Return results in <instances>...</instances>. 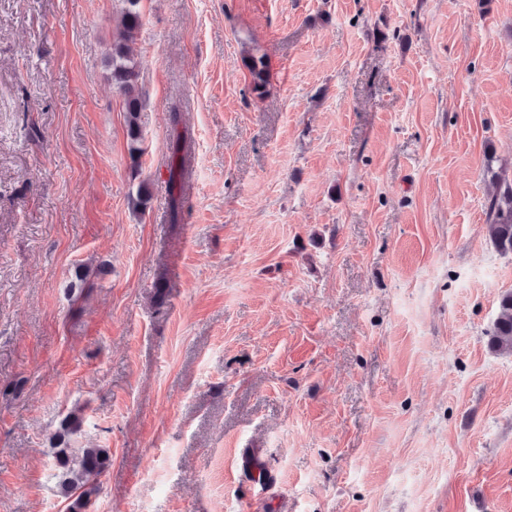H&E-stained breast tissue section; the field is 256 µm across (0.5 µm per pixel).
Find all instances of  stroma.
Returning <instances> with one entry per match:
<instances>
[{
	"label": "stroma",
	"instance_id": "35a3bbf8",
	"mask_svg": "<svg viewBox=\"0 0 512 512\" xmlns=\"http://www.w3.org/2000/svg\"><path fill=\"white\" fill-rule=\"evenodd\" d=\"M123 6L0 0V512H68L71 412L84 512H243L250 440L262 512H512V0H141L136 161ZM126 2L122 13V32L112 43L111 78L115 86L125 97L127 137L129 141V154L132 160H137L141 154L140 127L138 124V110L140 97L137 88L140 61L131 55L127 49V42L135 36L141 25V0H123ZM172 113L171 125L174 131V141L172 144V156L169 164L168 188L170 195V207L173 224H177L179 209L182 200L183 187L187 174V156L190 145V132L184 128L183 132L178 131L181 124V113L177 106L171 107ZM493 191L487 200L486 215L489 236L502 254L512 253V179L497 174L492 179ZM491 346L499 351L512 353V292L499 298V315L489 334ZM82 420L74 412L68 414L53 437L52 448L58 464L56 474L60 493L69 498L78 493L71 504L72 512L79 511L100 489L99 478L110 464L109 449L69 447V437L78 431ZM256 450L252 449L247 454L241 456L239 466L242 472L247 473L249 476L248 481L252 484V490L249 497L246 498L245 507L243 510H253L256 504L254 500L255 490L257 489V496L259 500H263V488L265 483L271 478V475L265 470L259 468L256 464Z\"/></svg>",
	"mask_w": 512,
	"mask_h": 512
}]
</instances>
